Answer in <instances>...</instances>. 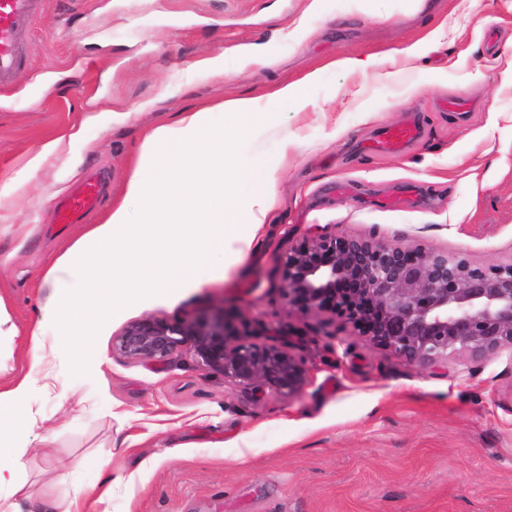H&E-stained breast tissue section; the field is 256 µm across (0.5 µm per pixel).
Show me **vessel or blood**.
Masks as SVG:
<instances>
[{
    "instance_id": "vessel-or-blood-1",
    "label": "vessel or blood",
    "mask_w": 512,
    "mask_h": 512,
    "mask_svg": "<svg viewBox=\"0 0 512 512\" xmlns=\"http://www.w3.org/2000/svg\"><path fill=\"white\" fill-rule=\"evenodd\" d=\"M44 0H0V86L15 83L26 69L25 39L43 6ZM419 135L413 123L384 128L366 148L373 153H394ZM104 181L101 175H89L58 202L54 221L58 224L79 222L101 199Z\"/></svg>"
}]
</instances>
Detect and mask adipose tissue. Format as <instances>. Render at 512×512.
Segmentation results:
<instances>
[{
  "label": "adipose tissue",
  "mask_w": 512,
  "mask_h": 512,
  "mask_svg": "<svg viewBox=\"0 0 512 512\" xmlns=\"http://www.w3.org/2000/svg\"><path fill=\"white\" fill-rule=\"evenodd\" d=\"M258 123L252 99L239 98L222 114L182 112L152 129L124 198L49 267L28 370L0 385V488L20 490L27 448L49 441L21 416L46 353L76 374L96 373L95 332L113 311L206 282L239 260L266 223L286 156L241 162L239 143ZM243 182L251 186L244 196L237 192Z\"/></svg>",
  "instance_id": "1"
}]
</instances>
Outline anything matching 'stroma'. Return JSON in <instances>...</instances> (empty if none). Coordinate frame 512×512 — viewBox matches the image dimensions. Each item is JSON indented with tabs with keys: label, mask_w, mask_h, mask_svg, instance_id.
I'll use <instances>...</instances> for the list:
<instances>
[{
	"label": "stroma",
	"mask_w": 512,
	"mask_h": 512,
	"mask_svg": "<svg viewBox=\"0 0 512 512\" xmlns=\"http://www.w3.org/2000/svg\"><path fill=\"white\" fill-rule=\"evenodd\" d=\"M260 45L273 64L244 62ZM416 46L414 59L401 51ZM27 69L0 89V361L28 367L46 269L123 198L146 134L177 113L254 100L261 118L240 157L277 155L275 204L240 263L113 313L97 330L101 371L61 372L37 393L46 448L28 449L24 486L0 499L106 483L83 512H512V350L481 364L422 369L373 347L334 317L288 308L278 260L311 229L461 255L512 259V0H45ZM223 57L224 74L202 61ZM382 58L350 72L344 57ZM317 69L304 102L275 111L269 90ZM464 96L470 111L442 102ZM92 112L121 122L86 123ZM416 121L398 154L365 152L384 127ZM78 139H69L73 128ZM67 137L37 172L26 164ZM109 172L86 224L61 226L72 166ZM346 182V191L336 189ZM224 308L247 335L293 343L310 383L293 398L225 380L188 350L131 359L115 340L134 321ZM107 455L103 471L84 468Z\"/></svg>",
	"instance_id": "stroma-1"
}]
</instances>
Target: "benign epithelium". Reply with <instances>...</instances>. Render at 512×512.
Here are the masks:
<instances>
[{
  "label": "benign epithelium",
  "instance_id": "7a95c632",
  "mask_svg": "<svg viewBox=\"0 0 512 512\" xmlns=\"http://www.w3.org/2000/svg\"><path fill=\"white\" fill-rule=\"evenodd\" d=\"M281 294L287 306L331 314L422 368L460 356L480 364L512 349V259L480 266L411 244L318 234L283 257ZM184 346L200 366L240 385L292 398L310 383L301 357L274 339H248L225 309L174 321L146 317L115 341L124 356L155 361Z\"/></svg>",
  "mask_w": 512,
  "mask_h": 512
}]
</instances>
